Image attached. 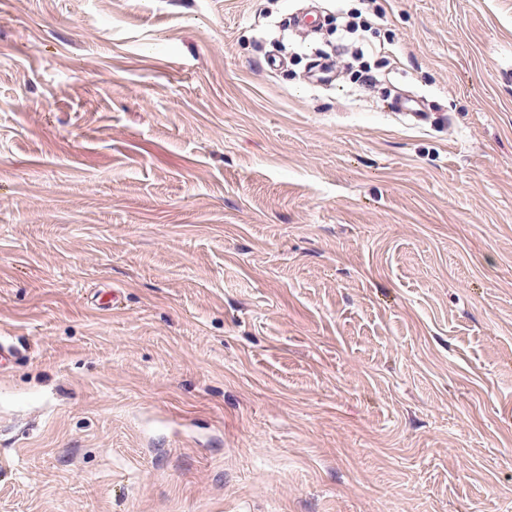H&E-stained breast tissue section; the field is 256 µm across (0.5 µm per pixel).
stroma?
Wrapping results in <instances>:
<instances>
[{
    "mask_svg": "<svg viewBox=\"0 0 512 512\" xmlns=\"http://www.w3.org/2000/svg\"><path fill=\"white\" fill-rule=\"evenodd\" d=\"M0 337V512H512V0H0Z\"/></svg>",
    "mask_w": 512,
    "mask_h": 512,
    "instance_id": "35a3bbf8",
    "label": "stroma"
}]
</instances>
